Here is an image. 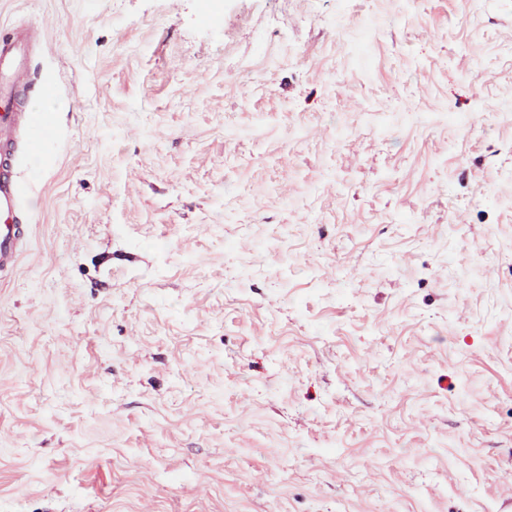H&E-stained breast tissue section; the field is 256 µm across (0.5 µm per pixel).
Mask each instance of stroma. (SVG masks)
<instances>
[{
	"label": "stroma",
	"mask_w": 512,
	"mask_h": 512,
	"mask_svg": "<svg viewBox=\"0 0 512 512\" xmlns=\"http://www.w3.org/2000/svg\"><path fill=\"white\" fill-rule=\"evenodd\" d=\"M17 25L0 512H512V0ZM37 36L32 27L0 33V274L21 271L19 256L27 235L19 214L30 186L15 175L14 159L24 128L28 131L24 148L32 149L35 141L23 102L31 88L28 54Z\"/></svg>",
	"instance_id": "obj_1"
}]
</instances>
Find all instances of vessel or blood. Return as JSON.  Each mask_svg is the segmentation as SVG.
Segmentation results:
<instances>
[{"label":"vessel or blood","mask_w":512,"mask_h":512,"mask_svg":"<svg viewBox=\"0 0 512 512\" xmlns=\"http://www.w3.org/2000/svg\"><path fill=\"white\" fill-rule=\"evenodd\" d=\"M37 36L31 27L0 33V273L20 272L26 238L19 214L30 187L17 178L14 159L21 147L34 145L33 140H21L20 134L30 125L23 102L31 88L28 55Z\"/></svg>","instance_id":"1"}]
</instances>
